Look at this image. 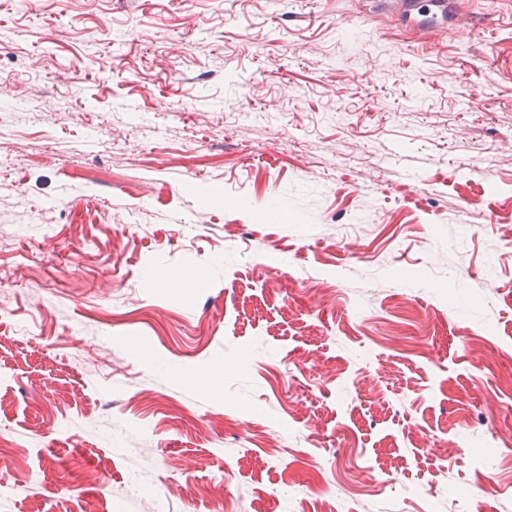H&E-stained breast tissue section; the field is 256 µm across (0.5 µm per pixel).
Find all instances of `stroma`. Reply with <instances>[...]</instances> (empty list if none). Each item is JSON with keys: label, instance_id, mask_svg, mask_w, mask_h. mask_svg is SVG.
<instances>
[{"label": "stroma", "instance_id": "obj_1", "mask_svg": "<svg viewBox=\"0 0 512 512\" xmlns=\"http://www.w3.org/2000/svg\"><path fill=\"white\" fill-rule=\"evenodd\" d=\"M1 433L0 512H512V0H0Z\"/></svg>", "mask_w": 512, "mask_h": 512}]
</instances>
